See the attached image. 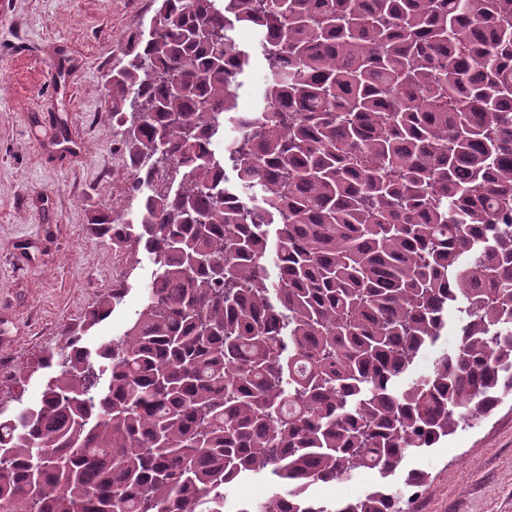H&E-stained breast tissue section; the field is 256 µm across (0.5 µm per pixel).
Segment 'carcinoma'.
Here are the masks:
<instances>
[{
  "label": "carcinoma",
  "mask_w": 512,
  "mask_h": 512,
  "mask_svg": "<svg viewBox=\"0 0 512 512\" xmlns=\"http://www.w3.org/2000/svg\"><path fill=\"white\" fill-rule=\"evenodd\" d=\"M156 2L107 87L137 207L91 217L155 270L120 335L80 344L125 288L0 408V512H226L262 473L233 512H405L403 460L512 393V0ZM362 467V496L310 492ZM236 39L241 47L252 51L254 63L252 68L242 77V86L238 89V106L243 112L252 111L258 102L265 71L256 50L260 33L250 27H238ZM272 488L265 477L258 476L237 483L229 492L230 503H245L265 500Z\"/></svg>",
  "instance_id": "carcinoma-1"
}]
</instances>
